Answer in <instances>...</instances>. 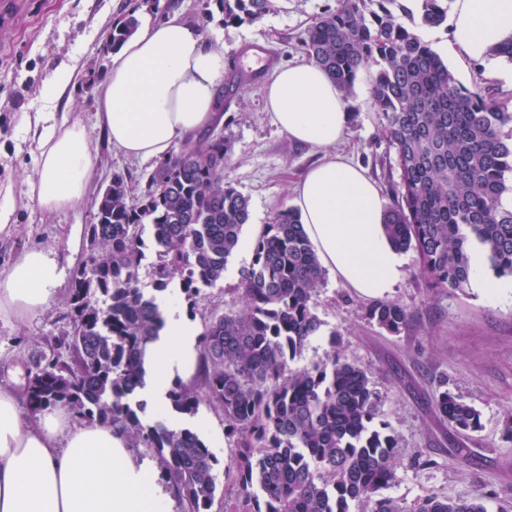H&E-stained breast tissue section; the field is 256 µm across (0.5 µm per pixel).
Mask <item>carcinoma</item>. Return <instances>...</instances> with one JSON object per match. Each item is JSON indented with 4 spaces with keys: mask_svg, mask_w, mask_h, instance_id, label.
I'll return each mask as SVG.
<instances>
[{
    "mask_svg": "<svg viewBox=\"0 0 512 512\" xmlns=\"http://www.w3.org/2000/svg\"><path fill=\"white\" fill-rule=\"evenodd\" d=\"M446 0H338L307 31L308 58L353 93L372 72L371 107L394 149L399 181L386 234L416 252L429 291L462 292L475 251L498 277H512V98L468 89L409 25L420 14L429 27L445 18ZM207 17L224 25L265 16L272 0H201ZM134 13L112 22V50L138 30ZM509 131H504V128ZM230 141L213 131L156 162L141 201L129 199L113 174L95 200L89 250L67 297L70 329L46 339L48 352L30 370L27 407L68 408L82 424L110 427L131 448H151L179 512H210L218 493L219 459L200 437L159 419L143 422L147 347L163 317L140 285L144 249L157 257L154 287L176 281L192 297L224 281L249 199L226 178ZM149 229V239L143 238ZM324 271L298 213L276 212L240 272L241 306L203 322L195 380L176 379L172 411L193 415L207 403L221 412L234 456L224 468L233 512H490L487 498L451 501L427 493L406 508L381 495L396 478L397 438L376 422L378 397L366 373L333 353L296 368L322 322L313 299ZM368 321L397 335L409 321L401 304L379 301ZM443 419L462 431L481 427L479 412L444 389Z\"/></svg>",
    "mask_w": 512,
    "mask_h": 512,
    "instance_id": "carcinoma-1",
    "label": "carcinoma"
}]
</instances>
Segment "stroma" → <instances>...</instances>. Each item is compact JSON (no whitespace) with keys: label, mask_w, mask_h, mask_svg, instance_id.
I'll return each instance as SVG.
<instances>
[{"label":"stroma","mask_w":512,"mask_h":512,"mask_svg":"<svg viewBox=\"0 0 512 512\" xmlns=\"http://www.w3.org/2000/svg\"><path fill=\"white\" fill-rule=\"evenodd\" d=\"M276 8L261 20L224 25L221 15L205 18L200 0H160L157 8L136 6L135 0H0V190L12 191L14 229L0 237V272L22 250L38 246L71 251L65 276H72L88 249L87 236L69 248L72 225L94 221L92 200L121 173L133 197H140L155 166L151 160L125 157L104 137L97 118L96 86L107 76L112 55L104 48L112 20L135 11L140 23H153L177 12L198 23L209 42L222 43L226 58L243 45L263 44L276 63L304 59L302 41L307 28L337 6V0H275ZM77 64L78 74L62 107L78 112L94 148V175L88 201L78 211L44 213L25 193L24 180L36 157L25 140L20 116L42 111L44 83L61 67ZM449 69L465 87L493 88L512 95V62L490 57ZM351 122L338 152L348 155L377 182L385 206H393L391 187L399 179L395 153L381 136V120L370 102V76L361 73L347 100ZM224 134L232 143L225 174L248 197L251 219L245 225L224 281L201 288L185 298L178 284L168 292L183 315L202 324L211 313L234 308L241 269L252 260L253 243L275 213L290 206L293 189L306 169L318 160L310 147L289 143L265 109L260 85L238 92L224 106ZM404 275L389 293L410 313L407 329L394 336L365 319L371 301L326 273L314 298L322 322L320 336L304 350L301 365L318 363L331 353L367 374L379 398L380 420L390 423L398 437L400 465L387 496L412 506L434 493L452 500L488 496L491 512H512V442L503 436L507 411L512 410V303L490 298L476 284L457 293L427 291L417 255L403 253ZM69 328L64 302L23 318L0 315V381L25 380L29 368L46 349L45 340ZM481 414L482 427L469 434L456 432L435 406L438 381ZM181 427L197 432L216 456L229 442L220 413L200 405L196 414L178 415Z\"/></svg>","instance_id":"1"}]
</instances>
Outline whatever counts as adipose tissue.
Listing matches in <instances>:
<instances>
[{"label":"adipose tissue","instance_id":"adipose-tissue-1","mask_svg":"<svg viewBox=\"0 0 512 512\" xmlns=\"http://www.w3.org/2000/svg\"><path fill=\"white\" fill-rule=\"evenodd\" d=\"M511 35L512 0H456L448 52L483 60ZM224 69L223 46L207 42L200 25L181 15L139 29L95 90L101 129L128 157H169L189 135L223 123ZM262 92L288 141L324 154L292 199L320 263L358 295L385 297L404 274V258L385 234L379 189L336 151L351 119L343 94L311 61L275 68ZM21 122L32 130L37 152L28 196L49 214L76 210L93 175L80 116L26 112ZM63 271L56 251L24 250L0 274V313L22 318L50 307ZM157 303L164 326L150 348L142 394L163 409L172 377L197 359V333L168 295ZM20 400L17 387L0 386V512H172L174 499L153 463L131 454L124 436L77 424L61 406L22 415Z\"/></svg>","mask_w":512,"mask_h":512}]
</instances>
